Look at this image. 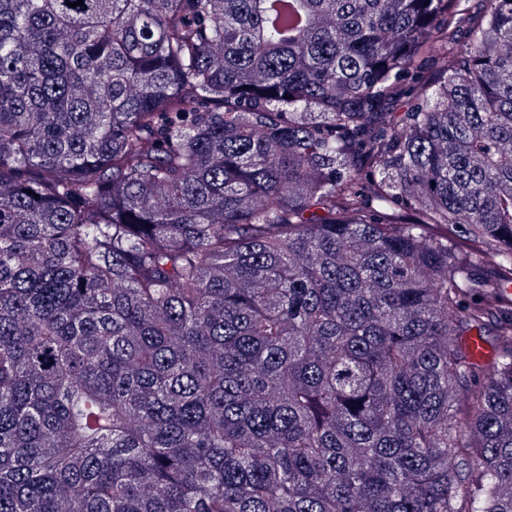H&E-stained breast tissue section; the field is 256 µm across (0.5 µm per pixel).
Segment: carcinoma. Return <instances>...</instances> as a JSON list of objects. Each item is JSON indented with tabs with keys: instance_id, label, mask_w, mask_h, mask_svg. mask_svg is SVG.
Masks as SVG:
<instances>
[{
	"instance_id": "cac0c4a2",
	"label": "carcinoma",
	"mask_w": 512,
	"mask_h": 512,
	"mask_svg": "<svg viewBox=\"0 0 512 512\" xmlns=\"http://www.w3.org/2000/svg\"><path fill=\"white\" fill-rule=\"evenodd\" d=\"M68 1L0 0V512H512V0Z\"/></svg>"
}]
</instances>
